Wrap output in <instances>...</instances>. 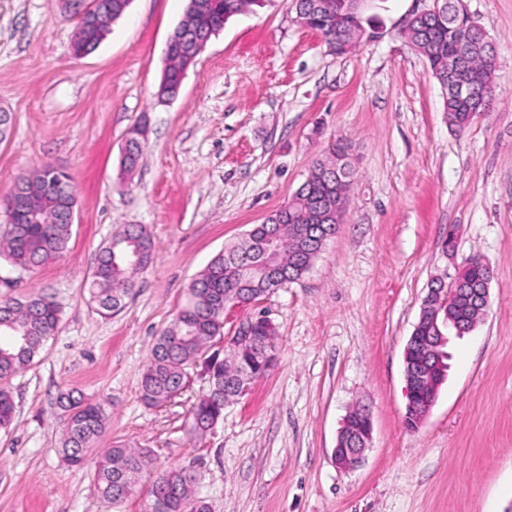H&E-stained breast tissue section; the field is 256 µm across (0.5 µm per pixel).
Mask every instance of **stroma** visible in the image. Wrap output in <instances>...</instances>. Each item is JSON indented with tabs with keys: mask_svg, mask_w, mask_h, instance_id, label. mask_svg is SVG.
<instances>
[{
	"mask_svg": "<svg viewBox=\"0 0 512 512\" xmlns=\"http://www.w3.org/2000/svg\"><path fill=\"white\" fill-rule=\"evenodd\" d=\"M465 3L497 65L492 100L460 134L402 34L433 0H364L378 35L341 56L297 23L290 0H264L210 38L170 99L158 89L187 0H131L82 57L56 0H0V109L12 116L0 202L46 163L71 174L78 196L63 258L0 284V295L45 290L63 304L54 336L9 382L0 512H145L151 475L115 505L96 494L92 466L62 460L65 390L103 402L99 447L124 441L152 449L157 468L194 469L211 512H512V0ZM141 122L140 163L121 176L127 132ZM336 139L357 169L336 235L300 279L247 310L275 324L279 359L191 436L204 379L159 407L139 397L155 338L212 257L286 204ZM125 224L147 225L154 259L126 307L104 316L86 288ZM472 254L493 267L490 308L452 341L434 406L407 429L403 355L422 300ZM358 403L373 438L342 471L336 437Z\"/></svg>",
	"mask_w": 512,
	"mask_h": 512,
	"instance_id": "35a3bbf8",
	"label": "stroma"
}]
</instances>
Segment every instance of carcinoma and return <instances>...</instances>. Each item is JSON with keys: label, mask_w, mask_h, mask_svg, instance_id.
<instances>
[{"label": "carcinoma", "mask_w": 512, "mask_h": 512, "mask_svg": "<svg viewBox=\"0 0 512 512\" xmlns=\"http://www.w3.org/2000/svg\"><path fill=\"white\" fill-rule=\"evenodd\" d=\"M62 13L74 22L77 54L94 51L103 41L111 22L125 11L129 0H88L91 10L77 13L81 0H59ZM363 0H291L296 15L308 18L310 29L321 34L336 55L352 52L359 37L353 24L364 26ZM260 5L259 0H188L186 14L193 15L194 30L175 29L173 48L161 87L172 96L179 90L186 68L197 56L199 42L219 32L233 16ZM466 18L459 0H447V10L438 17L417 18L404 27L412 49L424 57L433 77L444 91L448 124L458 132L467 130L495 92L496 55L493 45H480L477 31L462 25ZM141 154V140H127L121 166L132 171ZM355 166L349 146L334 142L322 159L314 162L307 180L292 194L285 207L255 225L242 240L224 247L197 275L188 288L186 303L172 323L157 336L149 364L139 383L145 405L168 403L189 387L191 372L201 369L208 390L192 406L189 432L202 435L224 413V398H233L232 382L259 370L266 360L264 347L238 350L228 359L211 357L213 343L224 336V303L233 296L264 297L295 278L300 279L320 254L318 241L299 233L302 224H325L336 214V204L347 199ZM26 204L19 207L6 198L3 206L13 223L0 230V282L9 284L15 272H28L63 256L71 236L67 212L76 206L72 176L51 164L26 176ZM151 232L143 224H127L112 235L99 252L91 275L89 303L101 314L124 308L134 294L135 276L154 258ZM488 271L462 263L456 279L459 287L479 286ZM430 308L439 318L467 325L481 314L469 297L460 294L434 296ZM62 304L56 295L43 291L23 297H0V429L8 428L16 404L9 380L29 366L44 341L60 323ZM66 413L61 453L71 466L85 463L88 451L104 433L107 415L101 403L74 397H59ZM149 448H130L115 442L98 457L94 489L114 504L128 500L143 475L154 468ZM198 474L188 468L160 470L147 490L149 512H210L208 503L196 495Z\"/></svg>", "instance_id": "cac0c4a2"}]
</instances>
